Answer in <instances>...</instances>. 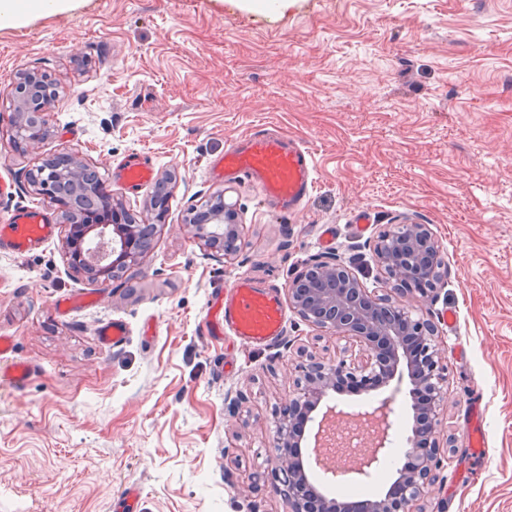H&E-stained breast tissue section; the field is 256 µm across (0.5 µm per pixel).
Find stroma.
<instances>
[{
    "instance_id": "1",
    "label": "stroma",
    "mask_w": 512,
    "mask_h": 512,
    "mask_svg": "<svg viewBox=\"0 0 512 512\" xmlns=\"http://www.w3.org/2000/svg\"><path fill=\"white\" fill-rule=\"evenodd\" d=\"M242 3L68 0L0 27V116L18 72L36 68L60 86L39 149L16 153L0 130V224L21 207L59 223L26 172L63 148L139 221L154 181L174 176L152 250L108 284L74 273L59 236L25 256L0 249V336L37 367L24 392L0 386V512H114L131 482L142 512H288L272 492L278 408L308 355L359 348L291 309L268 344L211 338L209 303L241 275L287 295L300 266L332 255L387 293L371 245L393 224L429 225L449 266L414 303L437 324L448 368L453 451L427 504L512 512V0ZM256 126L313 155L315 187L296 212L205 173ZM134 153L150 158L154 180L131 190L117 164ZM221 190L243 224L242 249L226 260L183 223ZM362 208L364 232L350 222ZM65 295L85 299L68 316L55 307ZM114 318L130 334L112 349L96 331ZM476 386L486 459L468 440ZM256 474V490L238 495Z\"/></svg>"
}]
</instances>
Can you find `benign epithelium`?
<instances>
[{
    "label": "benign epithelium",
    "instance_id": "obj_1",
    "mask_svg": "<svg viewBox=\"0 0 512 512\" xmlns=\"http://www.w3.org/2000/svg\"><path fill=\"white\" fill-rule=\"evenodd\" d=\"M57 97V84L39 71L29 69L17 75L11 91L15 112L10 119V141L16 149H33L47 137L45 102ZM45 162L55 168L56 176L48 178L33 169L28 173V183L60 213L66 228L69 268L90 282L103 284L135 266L153 227L125 218L122 203L110 191L97 200L92 186L74 181L70 194H59L56 177L72 175L77 165V157L70 150L61 149ZM184 223L193 238L215 258L226 259L241 248L239 212L222 192L211 197L207 209H188ZM373 253L385 283L402 296L415 291L426 297L448 276V263L439 240L427 224L396 225L377 237ZM288 301L315 329L358 343L364 358L349 362L344 358L325 361L311 356L300 366L295 389L278 411L273 439V494L288 501L291 512H315L310 500L317 493L294 467L300 447V437L293 429L294 417H308L336 387L338 379L353 386L371 379L382 385L406 372L413 394L425 393V399L415 403V426L427 443L417 445L412 455L413 467L398 470L389 489L398 493L397 500L387 497L373 502L368 512H425L421 501L440 485L436 470L441 453L448 447L440 440L447 366L442 363L437 346V325L414 313L413 307L394 304L366 288L350 266L337 257L315 260L298 269L288 283ZM391 413V400L385 397L358 417V423L366 426L369 433L367 449L353 469L360 478L383 463ZM346 418L343 410L326 407L317 425L319 447H329V439Z\"/></svg>",
    "mask_w": 512,
    "mask_h": 512
}]
</instances>
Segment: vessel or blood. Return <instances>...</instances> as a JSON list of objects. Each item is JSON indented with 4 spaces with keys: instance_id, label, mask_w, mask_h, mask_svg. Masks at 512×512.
I'll use <instances>...</instances> for the list:
<instances>
[{
    "instance_id": "b4317fda",
    "label": "vessel or blood",
    "mask_w": 512,
    "mask_h": 512,
    "mask_svg": "<svg viewBox=\"0 0 512 512\" xmlns=\"http://www.w3.org/2000/svg\"><path fill=\"white\" fill-rule=\"evenodd\" d=\"M211 178L247 180L260 191L267 205L278 212L298 210L314 188V163L307 147L291 137L265 128H253L233 140L207 166ZM152 176L149 164L132 159L124 165L123 179L127 187L135 188ZM54 234V227L37 212L26 211L12 223L0 225V245L16 254L28 253L33 244ZM285 309L276 293L257 288L245 276L231 286L218 317L208 319L209 335L220 336L231 331L240 341L262 345L278 336L284 326ZM128 324L115 319L101 324L97 335L102 345L117 347L124 343ZM10 337H0V382L15 391H24L35 367L16 359Z\"/></svg>"
}]
</instances>
